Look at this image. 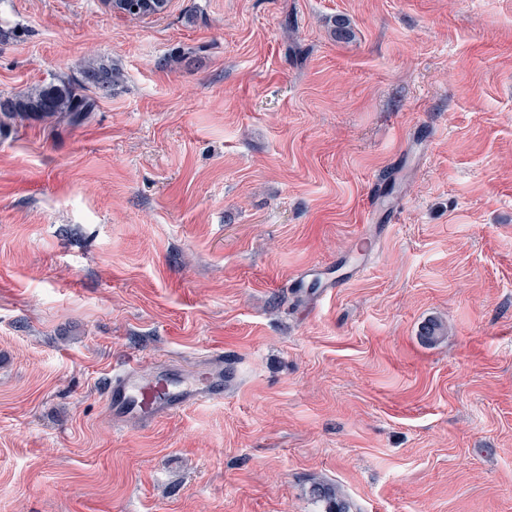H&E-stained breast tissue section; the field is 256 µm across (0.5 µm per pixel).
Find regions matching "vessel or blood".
Returning <instances> with one entry per match:
<instances>
[{
  "instance_id": "b4317fda",
  "label": "vessel or blood",
  "mask_w": 512,
  "mask_h": 512,
  "mask_svg": "<svg viewBox=\"0 0 512 512\" xmlns=\"http://www.w3.org/2000/svg\"><path fill=\"white\" fill-rule=\"evenodd\" d=\"M229 381L220 352L188 374L164 367L158 374L144 375L129 362L114 370L105 395L114 421L134 419L148 426L201 401L223 398Z\"/></svg>"
}]
</instances>
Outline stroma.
Returning <instances> with one entry per match:
<instances>
[{
    "instance_id": "obj_1",
    "label": "stroma",
    "mask_w": 512,
    "mask_h": 512,
    "mask_svg": "<svg viewBox=\"0 0 512 512\" xmlns=\"http://www.w3.org/2000/svg\"><path fill=\"white\" fill-rule=\"evenodd\" d=\"M91 60L88 122L0 126V512H512V0H0V97ZM231 380L224 372L223 352L189 374L162 367L155 376L143 375L128 362L109 377L105 395L114 421L135 419L148 426L201 401L223 399ZM309 496L313 503L322 506L323 510L317 512H353L342 489L333 483L313 482L309 488Z\"/></svg>"
}]
</instances>
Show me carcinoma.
I'll return each mask as SVG.
<instances>
[{
    "label": "carcinoma",
    "mask_w": 512,
    "mask_h": 512,
    "mask_svg": "<svg viewBox=\"0 0 512 512\" xmlns=\"http://www.w3.org/2000/svg\"><path fill=\"white\" fill-rule=\"evenodd\" d=\"M83 79L51 83L32 89L29 93L0 100V114L14 119L29 112H35L47 119L65 120L71 126L83 124L90 112L95 110L96 102L87 96L86 90L95 87L109 91L119 78L120 73L103 62H90L83 67ZM442 322L431 319L423 327L421 338L434 343L444 336ZM313 503L322 506L321 512H353L351 503L342 489L326 481H316L309 488Z\"/></svg>",
    "instance_id": "cac0c4a2"
}]
</instances>
